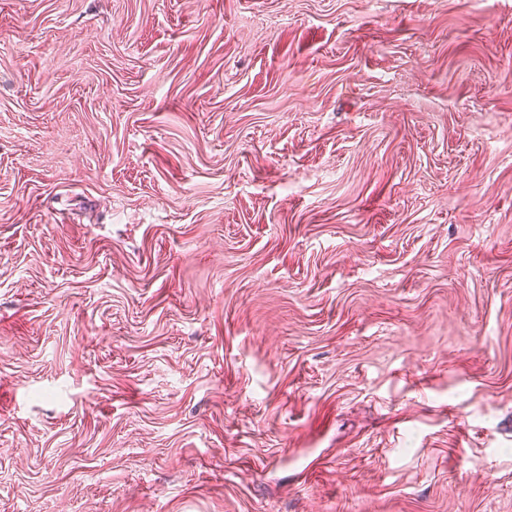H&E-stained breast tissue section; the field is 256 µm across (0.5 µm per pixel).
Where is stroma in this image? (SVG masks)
<instances>
[{
    "instance_id": "35a3bbf8",
    "label": "stroma",
    "mask_w": 512,
    "mask_h": 512,
    "mask_svg": "<svg viewBox=\"0 0 512 512\" xmlns=\"http://www.w3.org/2000/svg\"><path fill=\"white\" fill-rule=\"evenodd\" d=\"M0 512H512V0H0Z\"/></svg>"
}]
</instances>
